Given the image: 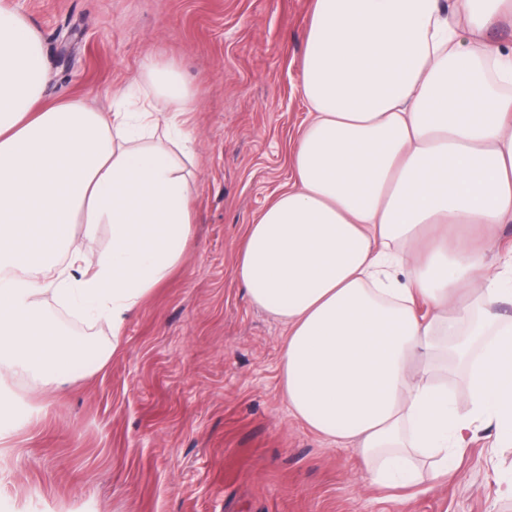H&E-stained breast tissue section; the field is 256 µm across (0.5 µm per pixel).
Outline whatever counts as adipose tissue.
Masks as SVG:
<instances>
[{"mask_svg":"<svg viewBox=\"0 0 512 512\" xmlns=\"http://www.w3.org/2000/svg\"><path fill=\"white\" fill-rule=\"evenodd\" d=\"M504 22L512 0H315L293 181L239 250L237 279L288 331L290 412L381 487L437 483L483 428L512 446V270L425 238L512 223V49L486 38ZM147 77L109 112L46 99L42 35L0 0V414L8 380L49 388L71 364L46 294L117 337L182 263L194 217L169 144L190 140L193 95L173 67ZM61 224L108 225L111 245L87 262ZM444 358L465 363L466 399L437 382Z\"/></svg>","mask_w":512,"mask_h":512,"instance_id":"obj_1","label":"adipose tissue"}]
</instances>
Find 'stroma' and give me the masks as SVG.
<instances>
[{
	"mask_svg": "<svg viewBox=\"0 0 512 512\" xmlns=\"http://www.w3.org/2000/svg\"><path fill=\"white\" fill-rule=\"evenodd\" d=\"M43 33L44 95L111 111L148 65L194 94L186 161L194 239L128 317L43 309L76 347L45 391L18 378L0 416V512H512L486 494L497 459L479 433L433 489L379 488L352 449L295 418L281 390L284 326L236 278L248 224L287 185L313 0H19Z\"/></svg>",
	"mask_w": 512,
	"mask_h": 512,
	"instance_id": "obj_1",
	"label": "stroma"
}]
</instances>
